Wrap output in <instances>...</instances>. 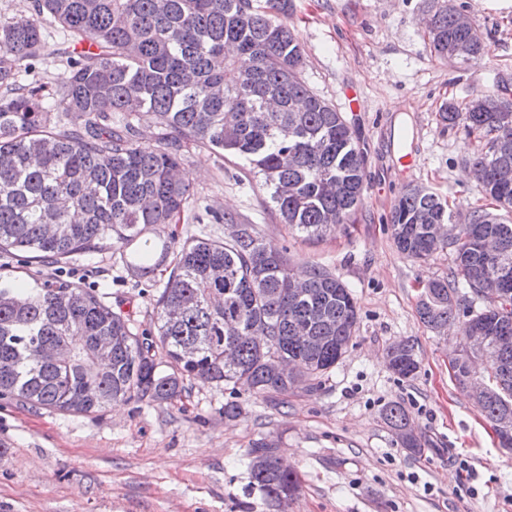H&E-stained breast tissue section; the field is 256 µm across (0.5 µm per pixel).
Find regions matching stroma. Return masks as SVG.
Returning <instances> with one entry per match:
<instances>
[{"instance_id": "obj_1", "label": "stroma", "mask_w": 512, "mask_h": 512, "mask_svg": "<svg viewBox=\"0 0 512 512\" xmlns=\"http://www.w3.org/2000/svg\"><path fill=\"white\" fill-rule=\"evenodd\" d=\"M454 3L484 35L489 57L456 63L431 54L424 22L435 0H292L287 24L304 53L300 78L343 113L363 143L356 224L319 242L303 240L279 222L248 163L193 147L181 164L192 218L146 227L131 246L224 239L237 225H255L291 266L323 268L351 288L358 328L336 368L276 403L243 386L197 379L181 400L132 399L90 416L0 399V512H279L251 486L246 466L248 448L263 437L299 474L288 512H512V449L448 366L461 337L453 326L442 334L429 329L417 313L425 284L449 276L451 258H405L390 229L409 184L436 192L465 217L492 205L469 174L482 142L439 114L478 93L512 102V5ZM406 154L407 167L400 162ZM0 278L95 289L140 331L166 274L137 276L107 245L63 263L2 253ZM403 341L418 361L408 378L386 359ZM230 403L240 407L238 418H225ZM394 403L421 436L420 451L403 448L387 424Z\"/></svg>"}]
</instances>
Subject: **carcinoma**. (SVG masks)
Segmentation results:
<instances>
[{
    "label": "carcinoma",
    "mask_w": 512,
    "mask_h": 512,
    "mask_svg": "<svg viewBox=\"0 0 512 512\" xmlns=\"http://www.w3.org/2000/svg\"><path fill=\"white\" fill-rule=\"evenodd\" d=\"M290 7L291 0H32L31 15L0 18V252L61 262L107 242L123 250L147 226L179 223L191 197L177 176L189 143L247 161L281 223L304 238L355 223L364 151L342 114L299 79L301 47L282 21ZM44 16L64 36L53 50L71 69L61 85L27 79L47 44ZM426 35L431 52L450 61L490 51L475 27L459 23L451 0L437 3ZM71 114L81 126L65 131ZM143 114L158 130L154 148L135 140ZM440 117L485 140L472 168L502 209L475 210L458 225L447 201L410 186L392 213V238L405 257L452 256L451 276L429 281L418 305L423 323L444 331L469 296L499 293L495 266L478 249L482 236L500 238L512 275V175L501 176L512 172V104L481 94ZM432 224L446 227L445 239L429 237ZM152 254L147 246L140 262H127L149 276L174 255L154 329L140 333L90 289L0 282V398L91 415L132 397L174 401L195 378L275 398L336 367L356 333L350 287L323 269L288 265L251 224L224 241L191 236ZM300 327L309 340L297 337ZM254 328L269 337L266 346L250 342ZM477 330L512 337V299L461 326L467 335ZM76 338L82 347L72 346ZM100 341L110 355L93 359ZM276 355L297 361L296 373L276 374ZM387 357L401 377L418 368L408 343L389 347ZM482 363L497 391L479 401L494 425L512 417V344L489 346ZM472 371L467 360L454 371L471 393ZM385 419L403 447L421 448L402 406H389ZM247 459L266 498L281 506L298 492V474L279 468L274 442H254Z\"/></svg>",
    "instance_id": "1"
}]
</instances>
